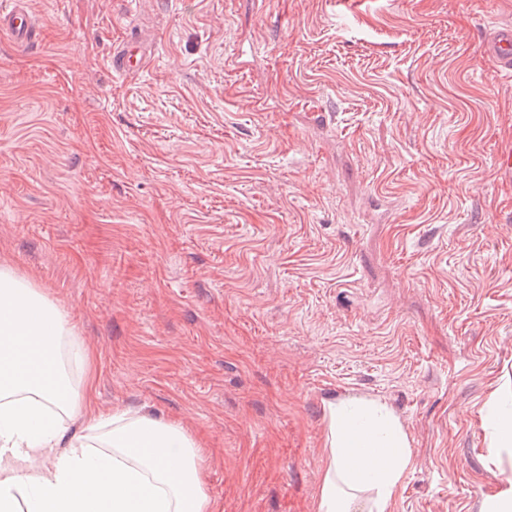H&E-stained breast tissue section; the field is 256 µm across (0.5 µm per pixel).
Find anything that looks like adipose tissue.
I'll return each mask as SVG.
<instances>
[{
	"label": "adipose tissue",
	"mask_w": 512,
	"mask_h": 512,
	"mask_svg": "<svg viewBox=\"0 0 512 512\" xmlns=\"http://www.w3.org/2000/svg\"><path fill=\"white\" fill-rule=\"evenodd\" d=\"M323 422L318 512H392L414 465L398 415L342 397L324 401ZM484 425L503 480L481 512H512V406L493 401ZM202 460L180 421L99 410L89 352L63 311L0 262V512H215Z\"/></svg>",
	"instance_id": "obj_1"
}]
</instances>
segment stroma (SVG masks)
<instances>
[{
    "instance_id": "stroma-1",
    "label": "stroma",
    "mask_w": 512,
    "mask_h": 512,
    "mask_svg": "<svg viewBox=\"0 0 512 512\" xmlns=\"http://www.w3.org/2000/svg\"><path fill=\"white\" fill-rule=\"evenodd\" d=\"M0 35V260L181 421L217 512H317L324 400L376 396L394 512H480L512 383V0H27ZM151 46L123 77L127 36ZM35 22L24 1L0 2V33L17 43H32ZM484 52L504 70L512 69V28L499 30L484 45Z\"/></svg>"
}]
</instances>
